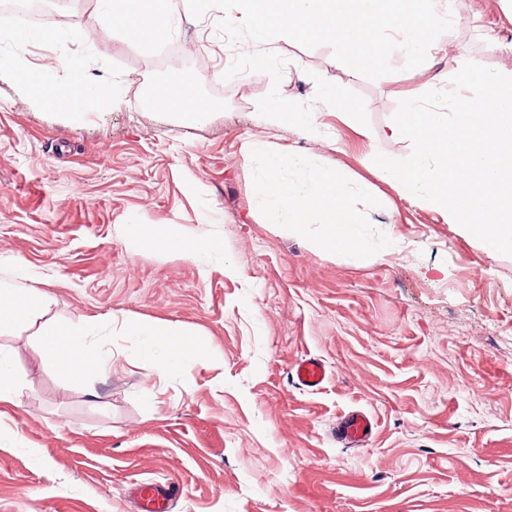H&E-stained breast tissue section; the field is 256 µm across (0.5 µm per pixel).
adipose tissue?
<instances>
[{
    "label": "adipose tissue",
    "instance_id": "ef3b65f1",
    "mask_svg": "<svg viewBox=\"0 0 512 512\" xmlns=\"http://www.w3.org/2000/svg\"><path fill=\"white\" fill-rule=\"evenodd\" d=\"M102 13L106 21L122 27L143 50H150L169 36L176 24L174 14L157 9L151 18H144L140 11V0H101ZM4 68L25 76L38 94L53 100H65L72 113L84 111L86 103L95 98L100 86L85 78L82 67L71 69L72 83L63 86L49 70H30L24 56L17 55L0 64ZM264 178L261 188L263 200L272 207L287 211L294 230L301 231L319 220L324 247L351 248L355 241L353 227L358 222L355 212L347 205L342 182L336 171L320 170L309 193H299L281 177V158L276 154H264ZM43 303L38 289L22 288L10 282H0V333L12 331L35 322ZM125 335L140 337L146 352L154 353L158 371H165L171 361L195 359L194 343L182 337L178 330H168L167 336L173 346L171 356L161 357L156 353V332L152 326L127 320L122 325ZM36 352L47 362H62L66 358L78 360L73 373L85 376L94 371H105L112 367L110 352L92 347L87 342V332L65 324L42 326L36 339Z\"/></svg>",
    "mask_w": 512,
    "mask_h": 512
}]
</instances>
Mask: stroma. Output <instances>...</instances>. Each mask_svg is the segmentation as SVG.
<instances>
[{
  "label": "stroma",
  "instance_id": "obj_1",
  "mask_svg": "<svg viewBox=\"0 0 512 512\" xmlns=\"http://www.w3.org/2000/svg\"><path fill=\"white\" fill-rule=\"evenodd\" d=\"M40 4V41L0 16V57L45 47L58 82L78 64L120 100L75 122L0 74V281L22 269L46 296L37 324L0 334L22 381L0 416V512H137L133 488L155 482L178 486L171 512H512V256L401 198L373 163L411 154L386 135L397 103L448 89L454 58L512 76V50L487 34L512 30V5L458 0L431 69L399 58L369 80L326 45L228 44L222 10L196 19L170 0L182 24L164 46L202 53L188 66L208 110L186 121L143 108L171 70L104 25L96 0ZM333 84L340 112L320 96ZM275 101L317 113L316 135L266 125ZM255 143L300 160L285 174L301 189L313 169L339 173L360 252L266 215ZM171 224L178 245L130 247ZM127 319L181 328L197 359L158 374ZM48 323L92 326L111 371L80 381L43 361ZM306 356L326 365L319 390L291 377ZM353 410L374 431L346 448L334 431Z\"/></svg>",
  "mask_w": 512,
  "mask_h": 512
}]
</instances>
